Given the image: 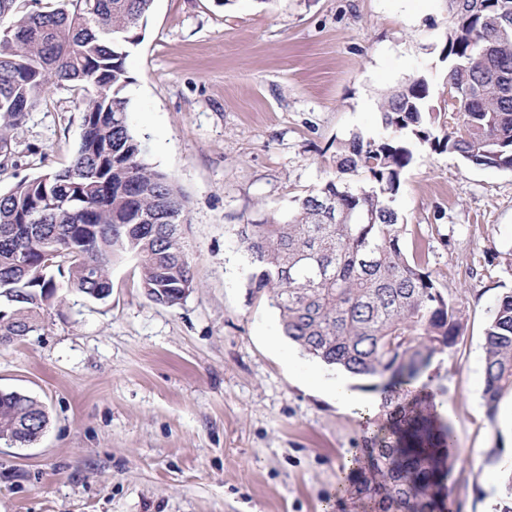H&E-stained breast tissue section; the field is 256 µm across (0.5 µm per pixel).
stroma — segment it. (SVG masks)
<instances>
[{
	"instance_id": "35a3bbf8",
	"label": "stroma",
	"mask_w": 512,
	"mask_h": 512,
	"mask_svg": "<svg viewBox=\"0 0 512 512\" xmlns=\"http://www.w3.org/2000/svg\"><path fill=\"white\" fill-rule=\"evenodd\" d=\"M449 22L448 0H154L126 61L129 120L187 199L195 287L155 304L129 259L108 299L67 293L39 332L0 345V390L49 416L33 445L0 442V512H364L342 486L378 408L367 392L343 407L322 391L330 367L251 292L236 233L333 178L338 142L378 136L382 97L410 75L427 71L446 108ZM81 98L61 86L29 112L0 192L68 164ZM393 206L405 251L425 253L437 288L463 301L462 334L428 371L465 451L452 496L460 512H496L512 396L488 422L483 347L512 291V170L418 146Z\"/></svg>"
}]
</instances>
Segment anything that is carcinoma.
Returning <instances> with one entry per match:
<instances>
[{
	"mask_svg": "<svg viewBox=\"0 0 512 512\" xmlns=\"http://www.w3.org/2000/svg\"><path fill=\"white\" fill-rule=\"evenodd\" d=\"M154 0H52L28 10L0 0V169L15 131L54 86L85 91L82 136L67 166L0 194V344L41 329L67 292L102 301L112 269L135 261L153 302L181 304L195 288L180 233L187 202L146 163L128 118L126 67ZM443 58L456 103L429 104L426 73L380 102L383 133L353 132L333 155L336 177L286 213L242 225L249 286L268 291L285 336L308 355L366 381L384 399L377 429L353 460L354 492L369 512H453L446 481L461 455L455 431L432 412L434 393L410 386L462 331V300L443 294L423 254L407 257L392 203L415 145L469 164L512 170V33H499L512 0H448ZM365 174L367 183L349 177ZM330 199L331 211L320 202ZM482 397L488 422L512 394V292L485 328ZM45 406L0 390V440L23 448L42 436Z\"/></svg>",
	"mask_w": 512,
	"mask_h": 512,
	"instance_id": "1",
	"label": "carcinoma"
}]
</instances>
